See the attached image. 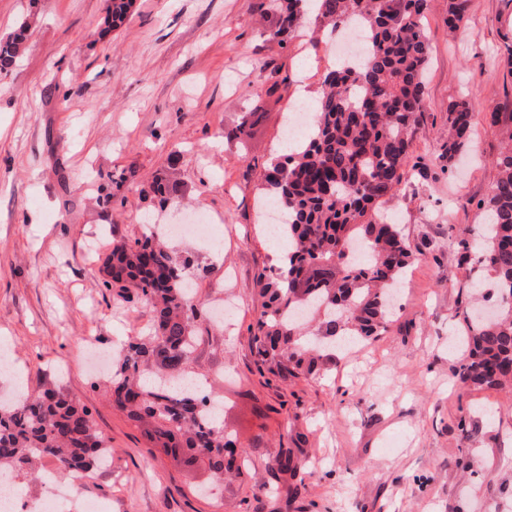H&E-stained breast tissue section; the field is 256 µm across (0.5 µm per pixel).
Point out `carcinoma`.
<instances>
[{"label": "carcinoma", "instance_id": "obj_1", "mask_svg": "<svg viewBox=\"0 0 512 512\" xmlns=\"http://www.w3.org/2000/svg\"><path fill=\"white\" fill-rule=\"evenodd\" d=\"M315 2L322 32L356 24L365 57L323 78L316 128L297 149L273 160L262 177L265 195L284 215L278 237L289 241L284 266L257 277L262 311L252 332L259 362L272 373L308 375L322 358L300 322L310 312L318 335L334 344L370 341L388 331L391 291L404 278L410 253L399 224L379 210L399 195L410 172L409 151L424 108L432 42L423 19L428 0H273L276 25L268 39L283 42ZM133 0H110L106 29L121 27ZM468 0H448V30L464 19ZM29 25L0 38V73L21 56ZM476 109L468 99L448 104L453 164L470 137ZM489 124L512 141V112L491 111ZM497 178L482 210L488 214L474 244L462 240V260L475 251L494 274L499 314L462 311L467 357L457 375L473 387L512 384V144L497 160ZM169 173L155 177L145 197L163 208L181 195ZM105 284L134 289L154 312L153 334L129 342L105 383L112 404L140 427L154 447L202 463L216 484L233 465L234 441L216 410L190 390L187 373L196 344L194 305L184 280L190 260L143 235L112 242ZM110 451L91 412L56 390L24 391L0 400V473L26 474L44 457L60 473L91 472Z\"/></svg>", "mask_w": 512, "mask_h": 512}]
</instances>
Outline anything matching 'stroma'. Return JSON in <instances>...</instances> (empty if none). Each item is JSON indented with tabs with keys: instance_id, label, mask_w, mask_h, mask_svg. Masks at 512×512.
<instances>
[{
	"instance_id": "stroma-1",
	"label": "stroma",
	"mask_w": 512,
	"mask_h": 512,
	"mask_svg": "<svg viewBox=\"0 0 512 512\" xmlns=\"http://www.w3.org/2000/svg\"><path fill=\"white\" fill-rule=\"evenodd\" d=\"M429 3L433 53L411 147L419 174L382 204L413 254L397 312L380 339L294 378L259 368L250 329L256 277L275 249L261 175L298 88L319 98L336 66L314 22L278 43L262 34L271 0H135L104 35L105 0H0V37L30 24L24 54L0 74V393L54 388L90 409L112 465L80 496L101 512H512V389L456 377L460 301L493 277L449 246L482 223L476 204L496 178L504 138L486 114L512 112V0H469L453 36L448 0ZM467 90L474 157L450 168L440 157L448 103ZM247 112L251 137L226 139ZM171 165L184 205L153 210L142 190ZM204 215L211 243L186 234L170 245L194 260L192 370L223 400L242 468L218 488L203 466L150 446L104 392L110 365L85 352L120 351L153 321L135 293L105 286L112 241ZM285 455L302 485L281 471Z\"/></svg>"
}]
</instances>
